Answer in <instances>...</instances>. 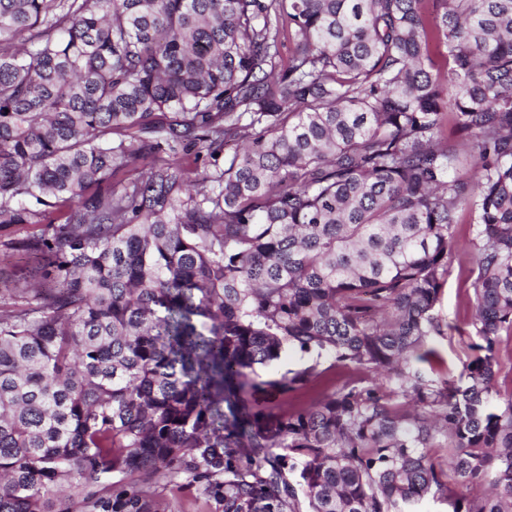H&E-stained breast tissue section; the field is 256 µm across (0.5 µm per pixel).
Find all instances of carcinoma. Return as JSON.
Instances as JSON below:
<instances>
[{"mask_svg": "<svg viewBox=\"0 0 512 512\" xmlns=\"http://www.w3.org/2000/svg\"><path fill=\"white\" fill-rule=\"evenodd\" d=\"M188 148L191 189L156 160ZM58 206L0 306V512H159L181 477L213 512H512V0H0V223ZM290 350L385 382L275 413L320 375L260 378ZM198 160L196 159V150L192 149L188 152L180 151L178 155V159L180 160L183 168H184V180L188 185L195 184L199 175L206 168L205 162L208 164V159L205 157V153H202ZM473 238L472 224L457 225L448 279L437 307L439 318L450 328L445 331V336H433L429 344L444 357L448 371L453 375L459 374L463 363L472 354L469 345L477 341L472 326L473 291L469 278L475 255ZM499 356L502 363L499 389L502 398H506L512 387V335L507 334L506 331L501 333Z\"/></svg>", "mask_w": 512, "mask_h": 512, "instance_id": "carcinoma-1", "label": "carcinoma"}]
</instances>
